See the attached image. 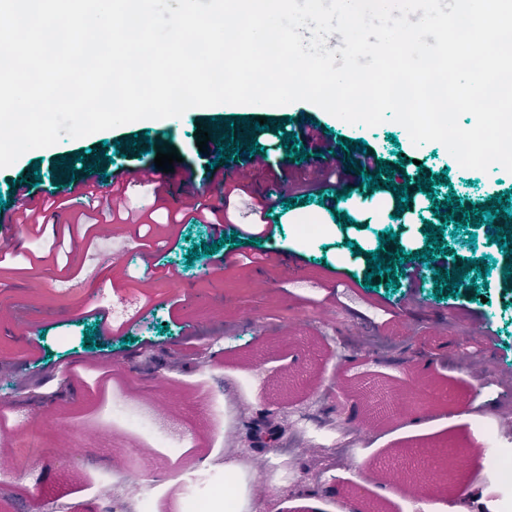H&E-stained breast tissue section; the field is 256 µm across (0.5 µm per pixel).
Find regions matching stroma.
<instances>
[{
  "label": "stroma",
  "instance_id": "1",
  "mask_svg": "<svg viewBox=\"0 0 512 512\" xmlns=\"http://www.w3.org/2000/svg\"><path fill=\"white\" fill-rule=\"evenodd\" d=\"M258 117L243 105H217L178 118L141 120L79 139L24 153L0 168L4 187L40 167L37 197L51 194L68 203L63 219L84 210L85 177L76 169L71 185L54 186L55 159L81 153L92 157L103 141L148 132L152 145L168 144L182 157L159 181L182 198L186 173H193L199 197L218 204L220 195L203 181L207 158L196 146L198 124L213 116ZM284 120L283 132H302L303 117L320 124L306 141L324 166L341 169L339 182L318 178L317 166L295 162L280 148L283 132L254 138L269 155L266 169L249 179L236 220L247 225L277 173L286 176L287 198L298 184H316L317 200L293 208L274 204L269 232L260 245H225L217 257L224 273L211 274L215 257L187 263L201 241H214L208 225L185 224L177 244L154 255L155 269L141 264L143 241L133 225L116 230L130 258L120 267L64 289L72 270L96 261L85 245L54 242L15 227L19 243L0 244V403L17 409V423L0 426V512H45L59 500L70 512H123L130 506V479L152 498V512H185L177 489L180 471L209 473L228 449H241L250 467L244 484L245 512H286L287 503L312 499L319 512H482L488 491L486 467L465 471L463 486L449 485L439 460L449 449L474 456L471 432L501 414L492 379L512 383V277L504 265L512 255L488 242L484 228L446 236L444 262L488 258L490 273L478 294L459 289L436 301L433 271L422 268L419 286L400 282L397 290L365 289V254L377 250L382 231L396 232L388 251L423 250L426 225H439L433 197L455 194L461 205L492 192L512 191V173L501 166L462 168L438 142L413 145L393 121L357 128L340 123L318 106L299 101L271 111ZM363 140L387 165L403 166L408 179L447 173L449 185L413 196L404 221L386 216L360 222L359 197L368 190L351 163L337 154L339 140ZM348 197L336 199L337 184ZM351 222L337 224L336 213ZM324 220L317 234L300 218ZM361 254H353V246ZM267 252L270 260L246 265L242 254ZM109 293L114 305L138 301L140 313L127 334L96 335L94 351L84 350L88 299ZM222 309L214 321V309ZM132 343H123V336ZM208 367L172 368L177 357L198 350ZM120 381L108 399L96 392L98 367ZM65 395H58L60 381ZM351 433L343 460H330L321 445L329 425ZM304 429L319 440L272 469L252 471L267 454V431Z\"/></svg>",
  "mask_w": 512,
  "mask_h": 512
}]
</instances>
